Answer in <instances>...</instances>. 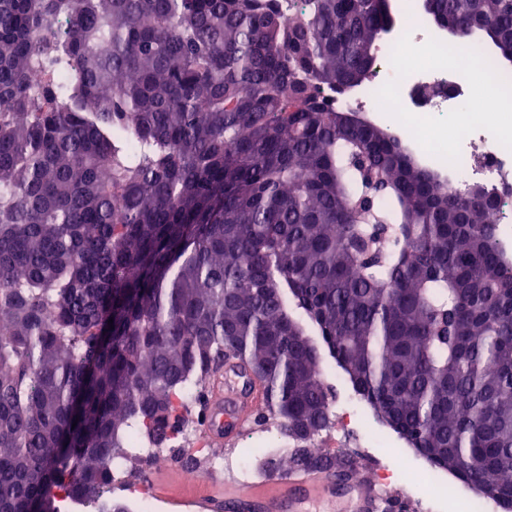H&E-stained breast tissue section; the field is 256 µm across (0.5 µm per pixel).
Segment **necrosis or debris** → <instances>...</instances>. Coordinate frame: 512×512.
Masks as SVG:
<instances>
[{
	"label": "necrosis or debris",
	"mask_w": 512,
	"mask_h": 512,
	"mask_svg": "<svg viewBox=\"0 0 512 512\" xmlns=\"http://www.w3.org/2000/svg\"><path fill=\"white\" fill-rule=\"evenodd\" d=\"M415 0H402L396 23L376 49V64L355 92L336 98L334 108L367 114L394 112L404 141L425 161L438 164L457 193L481 184L497 200L495 220L503 253L512 252V139L490 123L493 108L512 99V71L497 68L473 43H465L454 65L429 66L416 50L442 48L444 39L425 16L407 24L405 13ZM478 58L496 89L495 99L475 94L461 74L471 58ZM455 119L451 138L439 130Z\"/></svg>",
	"instance_id": "4bbe7bcc"
}]
</instances>
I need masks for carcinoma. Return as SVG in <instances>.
<instances>
[{"instance_id": "1", "label": "carcinoma", "mask_w": 512, "mask_h": 512, "mask_svg": "<svg viewBox=\"0 0 512 512\" xmlns=\"http://www.w3.org/2000/svg\"><path fill=\"white\" fill-rule=\"evenodd\" d=\"M421 8L512 67V0ZM392 25L387 0H0V512H129L112 461L169 447L228 353L296 443L262 467L335 473L328 356L512 508L495 204L327 104Z\"/></svg>"}]
</instances>
